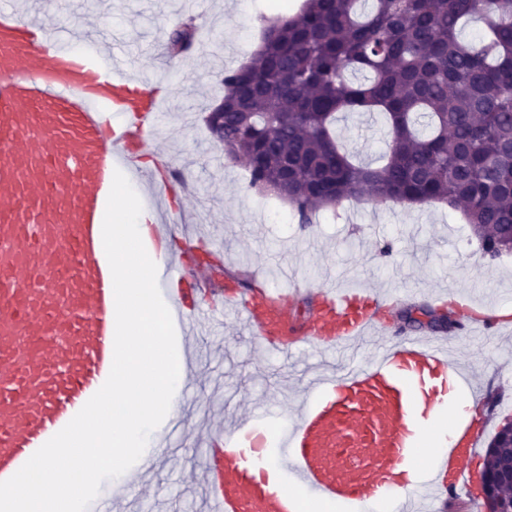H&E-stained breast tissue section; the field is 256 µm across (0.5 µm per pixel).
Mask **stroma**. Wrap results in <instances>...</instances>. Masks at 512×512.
<instances>
[{"instance_id": "35a3bbf8", "label": "stroma", "mask_w": 512, "mask_h": 512, "mask_svg": "<svg viewBox=\"0 0 512 512\" xmlns=\"http://www.w3.org/2000/svg\"><path fill=\"white\" fill-rule=\"evenodd\" d=\"M303 0H203L197 22L229 43L232 67L245 64L258 48L262 21L281 13H295ZM184 16V0H39L25 12L37 24L52 19L66 30L68 18L101 28L133 55L137 66L170 68L165 84L168 107L157 132L156 151L183 173L190 208L206 220L209 243L222 250V274H209L210 297H218L231 277L248 286L261 275L270 290L293 289L290 308L307 318L315 308L323 284H354L390 301L382 320L383 333L363 342L360 353L372 358L381 346L409 336H429V326H409L407 308L436 310L465 299L480 315L512 307V255L497 260L464 248L456 236L462 221L456 213L435 205H407L381 201L372 195L356 207L319 212L312 224L284 225L269 206L287 210L285 201L251 188L246 160L227 161L221 144L205 122L223 95L221 74L212 70V55L197 52L173 56L166 52V33ZM336 133L343 148L357 161H378L386 146L379 114L352 113L339 118ZM195 339L222 356L220 381L212 369H199L197 387L182 398V417L168 436L164 451L156 452L150 480L133 492L135 512H201L199 495L190 491L205 468L203 449L209 438L238 433L250 423L275 426L294 420L311 394L304 369L321 367L336 375L346 360L343 350L322 353L317 348L291 355L268 350L235 318L209 316ZM453 358L474 369L484 387L478 415L489 418L480 437L487 449L504 416H512V334L469 336L450 334Z\"/></svg>"}]
</instances>
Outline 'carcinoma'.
Returning a JSON list of instances; mask_svg holds the SVG:
<instances>
[{
  "label": "carcinoma",
  "instance_id": "obj_1",
  "mask_svg": "<svg viewBox=\"0 0 512 512\" xmlns=\"http://www.w3.org/2000/svg\"><path fill=\"white\" fill-rule=\"evenodd\" d=\"M474 17L484 27L470 43L461 31ZM195 41L182 24L167 47ZM221 83L207 127L301 226L368 189L458 210L484 256L512 253V0H305L266 20L251 61ZM374 111L388 150L378 164L355 162L337 114Z\"/></svg>",
  "mask_w": 512,
  "mask_h": 512
}]
</instances>
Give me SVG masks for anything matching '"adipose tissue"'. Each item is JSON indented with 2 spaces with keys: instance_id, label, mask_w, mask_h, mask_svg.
I'll return each mask as SVG.
<instances>
[{
  "instance_id": "1",
  "label": "adipose tissue",
  "mask_w": 512,
  "mask_h": 512,
  "mask_svg": "<svg viewBox=\"0 0 512 512\" xmlns=\"http://www.w3.org/2000/svg\"><path fill=\"white\" fill-rule=\"evenodd\" d=\"M112 222L105 228L112 247L120 308L112 345L117 366L109 405L93 408L67 440L51 446L42 480L51 495L0 491V512H74L68 490L77 475L88 485L106 474L130 477L141 457L157 446L158 432L171 418L168 400L186 380L184 342L173 343L152 319L164 318L152 282L164 249L152 242L154 217L134 194L115 187Z\"/></svg>"
}]
</instances>
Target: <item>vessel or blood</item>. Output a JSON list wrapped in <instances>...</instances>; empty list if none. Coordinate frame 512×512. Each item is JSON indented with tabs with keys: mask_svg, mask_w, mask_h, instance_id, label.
<instances>
[{
	"mask_svg": "<svg viewBox=\"0 0 512 512\" xmlns=\"http://www.w3.org/2000/svg\"><path fill=\"white\" fill-rule=\"evenodd\" d=\"M85 32L33 28L15 6H0V487L22 484L112 379L116 274L102 211L117 173L127 180L135 152L150 148L167 69L140 77L123 48L77 52ZM184 264L162 265L154 288L180 332L188 301L201 292ZM220 309L241 319L276 351L349 346L377 329L384 299L364 305L355 290L324 289L306 320L266 288L231 291ZM443 338L410 337L354 358L322 377L296 421L268 439L247 431V450L210 440L205 468L218 479L208 512H296L278 480L260 468L284 464L291 480L348 512H372L393 498L395 512H434L440 497L469 495V462L479 433L457 420L423 472L405 470L416 423L433 398L471 389Z\"/></svg>",
	"mask_w": 512,
	"mask_h": 512,
	"instance_id": "1",
	"label": "vessel or blood"
}]
</instances>
